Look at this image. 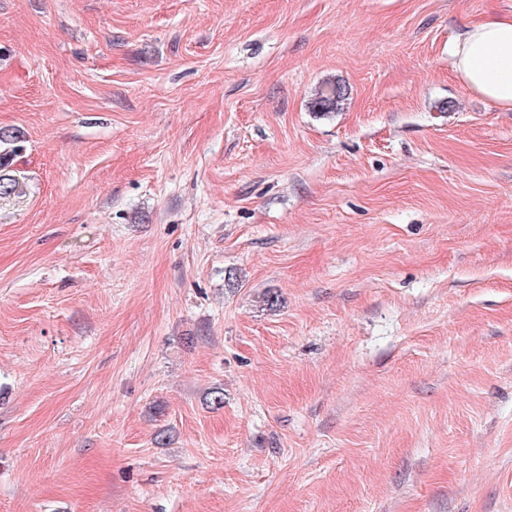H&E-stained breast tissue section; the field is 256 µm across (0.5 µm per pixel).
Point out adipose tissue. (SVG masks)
Returning <instances> with one entry per match:
<instances>
[{
    "label": "adipose tissue",
    "mask_w": 512,
    "mask_h": 512,
    "mask_svg": "<svg viewBox=\"0 0 512 512\" xmlns=\"http://www.w3.org/2000/svg\"><path fill=\"white\" fill-rule=\"evenodd\" d=\"M449 54L455 73L470 91L512 111V18L466 27Z\"/></svg>",
    "instance_id": "1"
}]
</instances>
